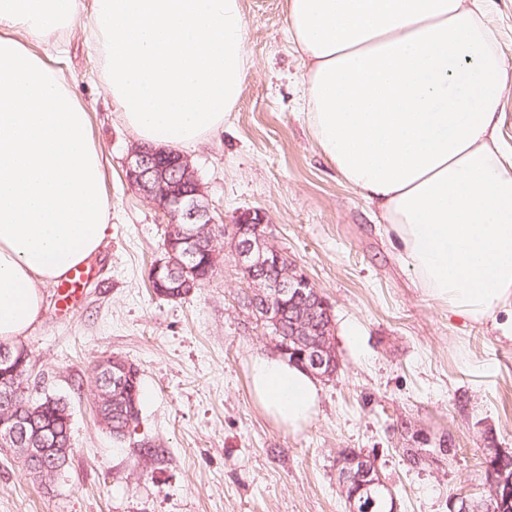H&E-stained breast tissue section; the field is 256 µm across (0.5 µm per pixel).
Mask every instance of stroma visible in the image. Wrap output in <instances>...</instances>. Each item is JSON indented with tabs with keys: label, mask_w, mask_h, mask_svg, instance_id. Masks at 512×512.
<instances>
[{
	"label": "stroma",
	"mask_w": 512,
	"mask_h": 512,
	"mask_svg": "<svg viewBox=\"0 0 512 512\" xmlns=\"http://www.w3.org/2000/svg\"><path fill=\"white\" fill-rule=\"evenodd\" d=\"M241 2L253 67L222 127L187 152L218 224L219 265L179 300L150 287L166 219L125 180L136 139L87 38L92 0L64 52L27 42L89 114L112 230L89 262L76 317L60 320L48 286L44 317L22 340L31 396L70 408L69 462L46 489L0 453V512H348L336 481L345 448L370 455L399 512H449L454 494H483L485 448L512 451V338L492 321L450 316L414 286L372 207L301 117L304 69L286 0ZM247 210L263 213L271 241L332 308L341 369L320 382L318 411L295 433L265 416L250 386L251 359L274 345L244 305L247 282L221 230ZM105 355L140 369V426L122 442L94 412ZM417 434L429 443L415 465L405 450ZM443 437L447 455L437 450Z\"/></svg>",
	"instance_id": "obj_1"
}]
</instances>
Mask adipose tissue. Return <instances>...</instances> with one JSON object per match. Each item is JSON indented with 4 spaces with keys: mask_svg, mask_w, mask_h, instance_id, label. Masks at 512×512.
<instances>
[{
    "mask_svg": "<svg viewBox=\"0 0 512 512\" xmlns=\"http://www.w3.org/2000/svg\"><path fill=\"white\" fill-rule=\"evenodd\" d=\"M81 0H0V341L45 313L44 289L109 233L102 158L68 80L20 42L57 38ZM305 69L303 118L323 156L374 206L402 266L449 314L507 313L512 335V160L499 139L508 82L484 0H287ZM252 389L295 432L319 388L257 355Z\"/></svg>",
    "mask_w": 512,
    "mask_h": 512,
    "instance_id": "1",
    "label": "adipose tissue"
}]
</instances>
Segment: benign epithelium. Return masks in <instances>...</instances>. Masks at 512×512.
<instances>
[{
  "label": "benign epithelium",
  "mask_w": 512,
  "mask_h": 512,
  "mask_svg": "<svg viewBox=\"0 0 512 512\" xmlns=\"http://www.w3.org/2000/svg\"><path fill=\"white\" fill-rule=\"evenodd\" d=\"M125 177L131 188L147 199L167 219L168 234L162 258L152 266L153 274L167 273L172 290L169 298H185L197 287V279L187 272L204 245L214 246L208 233L215 218L205 202L206 194L190 159L172 149L131 147L125 167ZM265 220L261 213L244 211L235 218L232 257L246 274L253 288L248 294L260 310L264 326L281 329L283 314L294 311L288 329V340L294 346H275L278 354L303 367L313 377L328 381L336 377L340 361L330 341L332 313L330 306L307 274L292 264L284 252L272 245L262 231ZM275 274H270L269 270ZM105 384L118 388L132 376L130 363L118 357H104L99 366ZM0 447L24 457L39 459L50 456L55 472L66 466L64 459L53 456L48 436L40 431L28 434L27 422L16 418L10 430L0 432ZM512 455L494 446L485 449L484 457L495 464V480L488 486L482 500L487 508L491 501L512 500V471L506 461ZM343 486L355 489L348 503L351 512H380L382 504L372 488L383 485L374 462L357 451H345L339 459Z\"/></svg>",
  "instance_id": "benign-epithelium-1"
}]
</instances>
